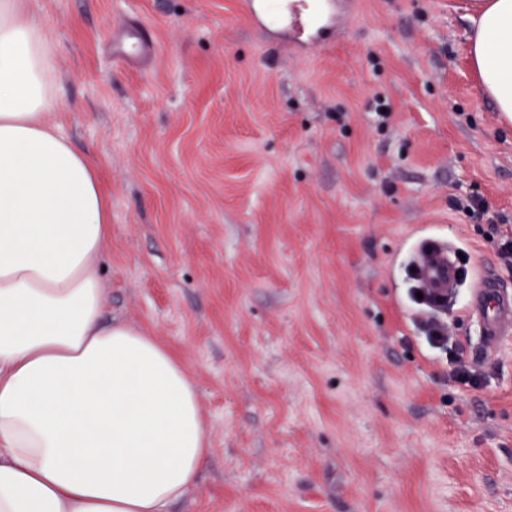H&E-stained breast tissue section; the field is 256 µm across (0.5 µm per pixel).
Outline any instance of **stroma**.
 <instances>
[{"label": "stroma", "mask_w": 512, "mask_h": 512, "mask_svg": "<svg viewBox=\"0 0 512 512\" xmlns=\"http://www.w3.org/2000/svg\"><path fill=\"white\" fill-rule=\"evenodd\" d=\"M255 3L34 0L112 206L109 314L197 385L212 456L173 512H512V341L479 359L467 316L486 273L512 292V122L470 64L473 0H344L317 46ZM131 24L157 49L120 65ZM430 234L464 256L443 319L474 386L409 299Z\"/></svg>", "instance_id": "35a3bbf8"}]
</instances>
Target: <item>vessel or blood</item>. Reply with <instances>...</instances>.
I'll list each match as a JSON object with an SVG mask.
<instances>
[{
	"label": "vessel or blood",
	"mask_w": 512,
	"mask_h": 512,
	"mask_svg": "<svg viewBox=\"0 0 512 512\" xmlns=\"http://www.w3.org/2000/svg\"><path fill=\"white\" fill-rule=\"evenodd\" d=\"M266 14L288 25L299 34H310L312 39L333 30L337 24L338 4L330 0L319 19H312L306 0H265ZM156 50L154 40L145 28H137L115 56H149ZM420 280L438 303L454 301L462 285V272L456 245L444 238L422 240L414 251ZM468 316L474 320L482 339L484 354H494L499 344L512 338V294L504 291L494 275L482 278L470 293Z\"/></svg>",
	"instance_id": "vessel-or-blood-1"
}]
</instances>
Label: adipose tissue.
<instances>
[{
	"label": "adipose tissue",
	"instance_id": "obj_1",
	"mask_svg": "<svg viewBox=\"0 0 512 512\" xmlns=\"http://www.w3.org/2000/svg\"><path fill=\"white\" fill-rule=\"evenodd\" d=\"M471 65L512 119V0H475ZM58 46L0 0V512H167L211 448L188 367L105 323L96 162L53 119Z\"/></svg>",
	"mask_w": 512,
	"mask_h": 512
}]
</instances>
